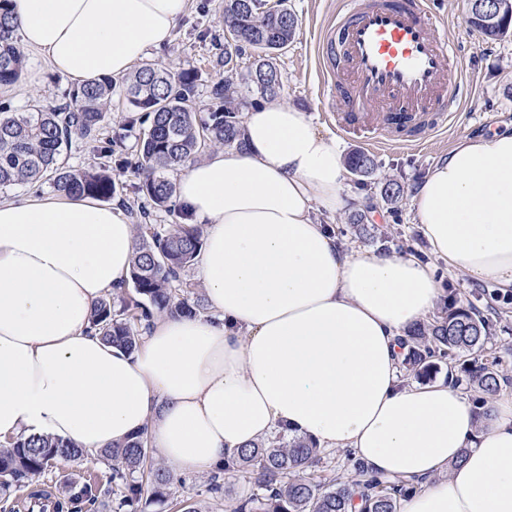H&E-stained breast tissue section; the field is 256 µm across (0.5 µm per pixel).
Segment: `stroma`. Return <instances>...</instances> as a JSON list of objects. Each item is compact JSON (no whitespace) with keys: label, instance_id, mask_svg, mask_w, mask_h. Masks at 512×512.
<instances>
[{"label":"stroma","instance_id":"stroma-1","mask_svg":"<svg viewBox=\"0 0 512 512\" xmlns=\"http://www.w3.org/2000/svg\"><path fill=\"white\" fill-rule=\"evenodd\" d=\"M332 2L287 0L288 9L298 20V28L294 40L277 60L283 84L279 98L304 110L321 133L336 139L342 156L346 157L354 151L367 150L368 145L360 133L339 132L335 116L326 110L317 78L315 44L321 21L328 15ZM223 6L224 0H189L187 12L170 44L148 56L150 62L174 73L195 69L196 101L201 105L210 103L214 83L224 76L219 62L227 36ZM462 51L463 61L474 72L476 81L456 123L447 132L426 138L420 150L376 152L378 167L372 176L350 175L345 181L349 189L365 191L372 201L371 208L363 212V225L353 224L354 212L350 209L328 218L327 223L334 228L338 244L346 251L410 252L425 258L435 268L443 293L454 292L467 298L473 291L488 289V297L479 303L483 312L494 316L488 354L498 360L502 374L512 377V302L491 299L496 284H482L470 274L448 267L435 255L411 204L412 188L435 164L447 158L456 142L476 135L487 136L512 124V35L486 41L469 29L465 32ZM25 57L21 80L0 96L15 110L64 103L71 80L49 67L34 51H26ZM143 130L139 112L126 100L113 99L104 135L113 141L112 176L120 185L114 200L122 206L137 196L139 176L130 162ZM389 179L404 189L395 204L385 201L380 194L381 182ZM204 481L201 474H179L164 512H177L178 505L189 503L195 504L200 512H224L223 501L206 493Z\"/></svg>","mask_w":512,"mask_h":512}]
</instances>
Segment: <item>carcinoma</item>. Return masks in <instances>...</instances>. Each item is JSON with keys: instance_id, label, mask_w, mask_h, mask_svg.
<instances>
[{"instance_id": "carcinoma-1", "label": "carcinoma", "mask_w": 512, "mask_h": 512, "mask_svg": "<svg viewBox=\"0 0 512 512\" xmlns=\"http://www.w3.org/2000/svg\"><path fill=\"white\" fill-rule=\"evenodd\" d=\"M13 0H0V89L16 85L26 67L18 46L12 11ZM500 21L489 23L480 4L470 0L467 25L483 39L496 41L512 35V0H504ZM224 25L231 42L224 46V72L239 76L217 82L211 91L215 105L199 116L195 99L196 72L173 74L145 62L121 80L94 79L72 87L64 105H46L23 112L0 111V191L44 178L63 196L106 201L117 190L109 158L112 141L104 140L108 106L120 94L144 113L147 130L136 144L134 166L142 175L138 196L129 204L142 218L150 209L176 212L174 177L187 163L211 147L242 148L238 112L251 103L250 96L273 98L281 90L276 55L295 38L298 22L284 0L261 11L253 0H224ZM253 61L239 70L241 59ZM81 137L98 162L73 169L59 162ZM348 171L368 176L377 168L371 155L354 152ZM138 240L129 277L112 299L101 301L91 316L90 329L101 340L125 352L137 347L155 319L164 316H197L207 307L191 298L194 284L184 278L203 246V231L189 224H139ZM492 324L467 298L448 295L441 315L410 331L404 364L419 380L432 378L441 365L463 358L455 383L478 384L488 398L500 393L512 378H500L485 362V347ZM8 450H0V499L8 502L14 492L33 488L30 497L42 499V478L63 461H75L86 452L70 442L37 434L8 437ZM321 449L306 437L282 433L224 458L208 479L207 492L224 496V474L239 473L252 490L229 505V512H398L401 498L416 485L381 476H365L352 484H322L307 469L319 460ZM112 475L101 483L88 479L69 482L56 495V512H83L100 499L112 498V512H146L143 501L163 503L171 495L173 476L163 468L147 467L148 442L138 433L101 452ZM150 487L144 496V487Z\"/></svg>"}]
</instances>
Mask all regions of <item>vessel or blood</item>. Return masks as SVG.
Segmentation results:
<instances>
[{
	"label": "vessel or blood",
	"instance_id": "b4317fda",
	"mask_svg": "<svg viewBox=\"0 0 512 512\" xmlns=\"http://www.w3.org/2000/svg\"><path fill=\"white\" fill-rule=\"evenodd\" d=\"M456 28L431 0H336L317 41L325 99L362 122L371 146L414 148L395 130L428 115L446 130L475 83Z\"/></svg>",
	"mask_w": 512,
	"mask_h": 512
}]
</instances>
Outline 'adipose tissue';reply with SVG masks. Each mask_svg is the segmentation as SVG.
Wrapping results in <instances>:
<instances>
[{
	"instance_id": "1",
	"label": "adipose tissue",
	"mask_w": 512,
	"mask_h": 512,
	"mask_svg": "<svg viewBox=\"0 0 512 512\" xmlns=\"http://www.w3.org/2000/svg\"><path fill=\"white\" fill-rule=\"evenodd\" d=\"M21 44L86 82L127 76L168 45L187 0H13ZM246 147L175 179L204 226L210 308L165 317L128 354L89 329L130 271L123 209L89 198L0 202V436L102 451L139 431L179 472L209 469L280 427L350 452L365 472L419 481L402 512H512V399L474 411L460 387L402 372L399 341L441 290L412 254H349L314 208L345 189L335 139L278 100L252 107ZM412 206L450 267L512 288V129L461 140Z\"/></svg>"
}]
</instances>
